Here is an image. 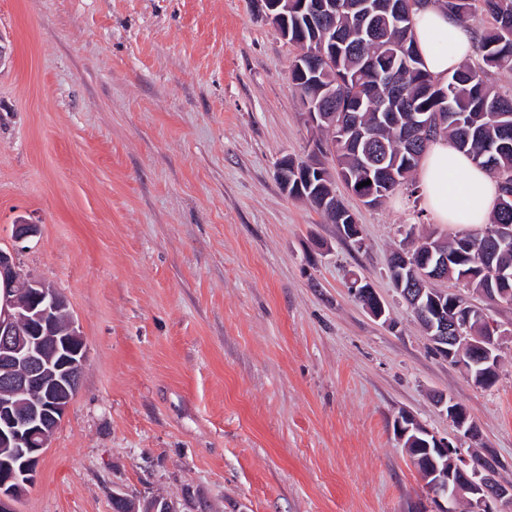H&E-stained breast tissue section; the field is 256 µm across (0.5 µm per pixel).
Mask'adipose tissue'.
Returning <instances> with one entry per match:
<instances>
[{"instance_id":"1","label":"adipose tissue","mask_w":512,"mask_h":512,"mask_svg":"<svg viewBox=\"0 0 512 512\" xmlns=\"http://www.w3.org/2000/svg\"><path fill=\"white\" fill-rule=\"evenodd\" d=\"M414 37L426 70L443 83L474 55L471 30L432 6L415 13ZM418 182L435 222L456 229L489 223L500 194L495 179L446 139L424 155Z\"/></svg>"}]
</instances>
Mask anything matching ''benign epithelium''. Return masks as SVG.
I'll list each match as a JSON object with an SVG mask.
<instances>
[{"instance_id":"benign-epithelium-1","label":"benign epithelium","mask_w":512,"mask_h":512,"mask_svg":"<svg viewBox=\"0 0 512 512\" xmlns=\"http://www.w3.org/2000/svg\"><path fill=\"white\" fill-rule=\"evenodd\" d=\"M285 0H254L259 12L272 26L287 27L288 8ZM297 9L308 12L312 21H321L331 13L333 0H300ZM336 117L323 111V103H305L304 119L310 124ZM37 234V225L20 219L14 224L13 239L22 243ZM495 253L502 260L487 266L495 281L512 279V230L507 236L489 238ZM0 279H9L23 285L24 299L0 302V385L12 390V395H25L28 388L38 390L37 397L20 404L0 397V512H15L17 502L36 479L38 466L45 448L61 418L68 410L72 393L81 383L78 362L57 360L48 355L50 349H66L78 353L85 349V341L77 320L66 299L50 283L34 278L17 261L15 250L0 251ZM448 279V271L439 264L422 275L424 288L397 289L401 299L413 307L427 323L426 332L435 348L448 359L462 366L468 373L485 372L492 377L498 371V349L505 332L499 325L487 323L488 335L469 336L470 321L486 323L485 304L496 299L491 288L480 292L483 304L469 299L448 312L441 309V298L447 291L437 283ZM357 299L370 296L374 304L365 310L376 319H385L386 305L369 284L360 279L349 282ZM67 318V335L59 336L57 323ZM434 403L456 429L469 439L479 438V429L467 422L465 416L448 409V398L438 395ZM397 434L406 441L410 433L428 437L425 444L429 459L414 463L425 477V484L435 505V512H459L466 503L467 512H512V484H503L496 478V456L489 448L465 455L448 439L421 425L412 415L403 413L396 420Z\"/></svg>"}]
</instances>
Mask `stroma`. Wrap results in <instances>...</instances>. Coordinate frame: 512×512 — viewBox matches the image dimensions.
Returning a JSON list of instances; mask_svg holds the SVG:
<instances>
[{
	"label": "stroma",
	"mask_w": 512,
	"mask_h": 512,
	"mask_svg": "<svg viewBox=\"0 0 512 512\" xmlns=\"http://www.w3.org/2000/svg\"><path fill=\"white\" fill-rule=\"evenodd\" d=\"M0 248L79 319L87 366L16 512H112L178 496L206 512H421L393 423L455 435L463 405L512 484V308L489 389L435 353L388 274L437 230L406 192L336 181L363 246L288 197L275 165L311 134L296 53L251 0H0ZM358 276L387 303L371 317ZM362 285L365 286L362 287ZM349 288L351 289L354 297L356 299H359L363 303V305L365 306V310L372 317H374L375 319L384 318V321H387L386 305L376 292L375 288H372L368 282H363L361 279L358 278H355L354 282L352 280L349 282ZM367 296H371L373 298L374 304L371 308L363 301L362 297ZM434 403L437 408H439L443 413H446L447 417L452 421L456 429L463 434V437L479 439V429L473 421L467 424V418L464 415L460 416L458 411L454 409L449 410L450 415L448 416L447 396L437 395L434 398Z\"/></svg>",
	"instance_id": "35a3bbf8"
}]
</instances>
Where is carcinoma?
Segmentation results:
<instances>
[{"mask_svg":"<svg viewBox=\"0 0 512 512\" xmlns=\"http://www.w3.org/2000/svg\"><path fill=\"white\" fill-rule=\"evenodd\" d=\"M437 4L462 25L480 11L489 26L478 36L480 62L465 64L448 75V88L439 86L419 58L413 33V15L427 2ZM398 21L379 19L373 37L361 40L356 29L357 0H336V18L326 27L336 28L324 41V50L336 54L333 68L326 73H303L297 65L311 48L312 32L302 17L288 14V42L298 48L290 66V79L300 99H321L331 83L345 84L336 107V126L324 121L314 129L326 134L327 163L320 170L289 162L288 197L310 204L332 224L345 227L357 223L354 213L341 203L321 207L330 194L332 173L326 164L341 168L347 185L358 195H368V205H379L398 189L415 195L412 176L430 143L439 137L451 138L456 147L486 168L500 186L497 210L490 223L477 232L453 236L433 233L411 239L400 249L416 266L424 265L433 249L448 254V276L474 291L488 287L482 271L486 265L484 243L487 232L497 226L512 227V97L498 93L488 83L492 71H512V0H395ZM401 102L391 107L390 119L378 122L376 103H392L393 92ZM370 131V141H360L357 128ZM321 140L314 142L322 148ZM370 149L398 160L394 174L379 176L378 169L367 172L360 164L362 151ZM373 180V185L360 183Z\"/></svg>","mask_w":512,"mask_h":512,"instance_id":"1","label":"carcinoma"}]
</instances>
